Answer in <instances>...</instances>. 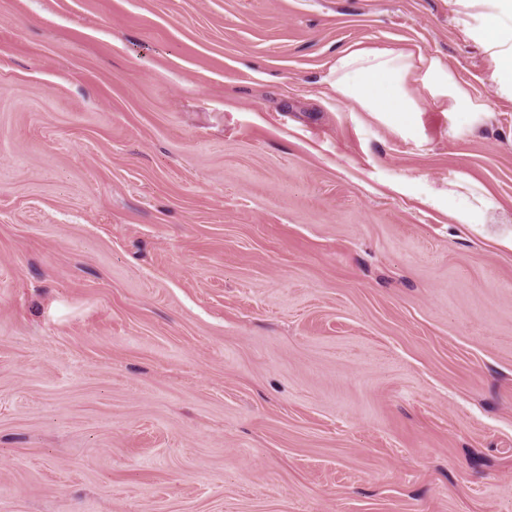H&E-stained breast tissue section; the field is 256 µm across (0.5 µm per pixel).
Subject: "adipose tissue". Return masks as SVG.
Returning a JSON list of instances; mask_svg holds the SVG:
<instances>
[{
	"label": "adipose tissue",
	"mask_w": 512,
	"mask_h": 512,
	"mask_svg": "<svg viewBox=\"0 0 512 512\" xmlns=\"http://www.w3.org/2000/svg\"><path fill=\"white\" fill-rule=\"evenodd\" d=\"M337 93L364 112H391L406 120L419 111L415 86L435 89L444 71L438 60L417 52L350 46L330 68Z\"/></svg>",
	"instance_id": "obj_1"
}]
</instances>
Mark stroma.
I'll return each instance as SVG.
<instances>
[{
  "instance_id": "stroma-1",
  "label": "stroma",
  "mask_w": 512,
  "mask_h": 512,
  "mask_svg": "<svg viewBox=\"0 0 512 512\" xmlns=\"http://www.w3.org/2000/svg\"><path fill=\"white\" fill-rule=\"evenodd\" d=\"M497 9L0 0V512H512ZM500 4V12L490 14L485 19L484 38L489 46H500L508 40V32L503 24L502 16L509 14L512 16V1L498 0ZM336 92L352 101L363 112H392L406 120L420 105L415 85L433 91L442 85L444 74L439 61L420 50L395 52L349 46L341 51L330 68Z\"/></svg>"
}]
</instances>
